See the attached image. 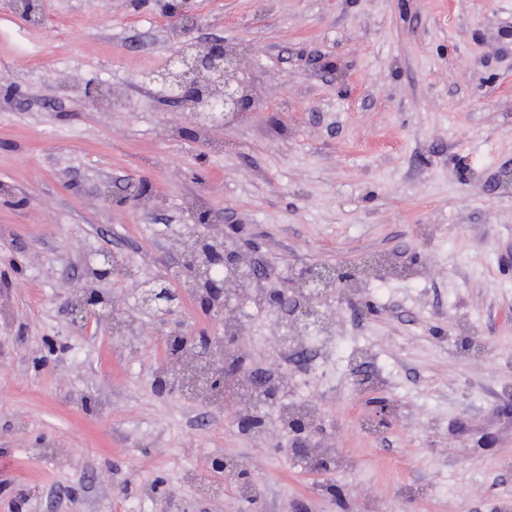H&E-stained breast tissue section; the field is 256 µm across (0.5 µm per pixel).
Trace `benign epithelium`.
Here are the masks:
<instances>
[{
  "label": "benign epithelium",
  "instance_id": "benign-epithelium-1",
  "mask_svg": "<svg viewBox=\"0 0 512 512\" xmlns=\"http://www.w3.org/2000/svg\"><path fill=\"white\" fill-rule=\"evenodd\" d=\"M9 7L26 21L38 24L42 13L38 0H7ZM172 17L183 41L169 52L167 66L149 76L157 96L177 102L188 108L196 125L209 130L219 129L253 112L261 111L257 100L249 93L237 74L244 66L243 58L224 43L197 46L191 33L197 19L183 13L178 4H172ZM196 226L208 231L191 230L178 241L180 260L148 281L139 283L138 304L162 317L164 329L161 342H177L203 370L205 389L214 398L227 399L231 384L240 371L227 359L228 350L237 345L238 333L222 336L195 335L181 326H171L168 317L180 306L182 296L189 292L200 306L220 321L237 316L238 307L256 298L265 308L283 315L279 325L280 340L319 336L325 329L323 306L328 296L347 298L349 283L355 271L309 265L299 275L289 278L291 288H255L254 282L267 277L268 272L246 251L224 243V227L211 216L194 217ZM93 282L108 280L117 275L114 257L103 253L87 261ZM72 327L85 331L92 324L112 323V302L90 286L67 302ZM255 408H261L283 399L281 385L252 377ZM291 447L308 467L319 471L324 458L316 444L322 437L321 425L295 418L288 424Z\"/></svg>",
  "mask_w": 512,
  "mask_h": 512
}]
</instances>
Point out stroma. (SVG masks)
Listing matches in <instances>:
<instances>
[{
    "instance_id": "35a3bbf8",
    "label": "stroma",
    "mask_w": 512,
    "mask_h": 512,
    "mask_svg": "<svg viewBox=\"0 0 512 512\" xmlns=\"http://www.w3.org/2000/svg\"><path fill=\"white\" fill-rule=\"evenodd\" d=\"M168 3L45 0L37 25L0 4V512H512V0H182L262 106L219 130L147 80L177 41ZM191 201L259 244L273 287L357 269L288 365L334 471L241 430L239 404L159 394L155 314L71 327L86 258L134 266L98 289L135 308ZM239 314L246 367L275 368L278 316Z\"/></svg>"
}]
</instances>
